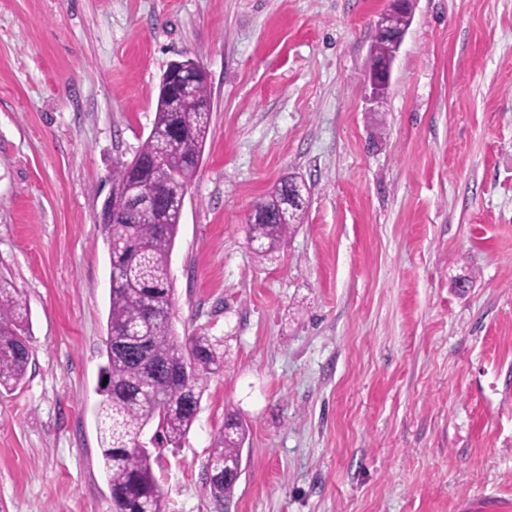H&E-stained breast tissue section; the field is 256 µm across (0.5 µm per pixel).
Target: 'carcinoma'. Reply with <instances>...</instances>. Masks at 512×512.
Returning a JSON list of instances; mask_svg holds the SVG:
<instances>
[{"mask_svg": "<svg viewBox=\"0 0 512 512\" xmlns=\"http://www.w3.org/2000/svg\"><path fill=\"white\" fill-rule=\"evenodd\" d=\"M211 101L208 82H197L195 94L174 108L162 94L152 128L135 158L144 163L161 158L167 169L163 221L129 207L133 172L127 161L112 168L107 202L121 213L122 223L105 224L111 272L119 281L109 288L106 363L102 400L96 410L103 469L115 512H167L154 471L157 458L142 449V433L154 428V445L179 448L198 413L203 374L224 370V357L201 334L179 338L172 332L174 288L170 256L181 220L182 188L191 183L210 136V113L197 106ZM260 221L247 224L250 243L264 254L277 248L304 219L302 186L287 176L260 201ZM29 310L13 281L0 277V395L23 382L32 355ZM142 341L147 357L129 346ZM247 424L229 413L208 455L206 470L212 496L230 501L241 464Z\"/></svg>", "mask_w": 512, "mask_h": 512, "instance_id": "cac0c4a2", "label": "carcinoma"}]
</instances>
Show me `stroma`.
<instances>
[{"mask_svg":"<svg viewBox=\"0 0 512 512\" xmlns=\"http://www.w3.org/2000/svg\"><path fill=\"white\" fill-rule=\"evenodd\" d=\"M389 0H0V275L32 359L0 396V512H112L94 409L109 309L97 214L160 78L209 74L171 255L177 336L224 355L155 471L167 512H512V0H415L382 102ZM305 218L246 224L283 177ZM248 425L230 502L206 462ZM391 9L384 14L381 15L379 20L377 21L375 27V36L376 38L388 37L393 41V49L392 54L381 64L380 72L376 75L377 78L373 77L368 80L371 86V94L373 99L379 100L384 93L386 87H388L391 75V67L392 62L401 46L403 38L407 32V27L399 34H389V24H388V15L392 12L401 11L406 8L407 3H411L412 8V0H391ZM384 89V90H383ZM382 90V92H381ZM294 176H287L278 182L259 207L263 216L254 224H246L251 244L264 254L276 249L288 235L303 223L304 201L302 187Z\"/></svg>","mask_w":512,"mask_h":512,"instance_id":"obj_1","label":"stroma"}]
</instances>
